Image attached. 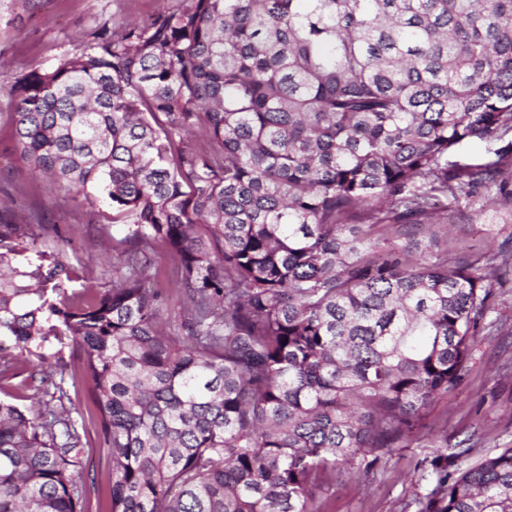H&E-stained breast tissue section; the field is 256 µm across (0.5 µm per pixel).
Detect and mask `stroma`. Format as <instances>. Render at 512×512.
Here are the masks:
<instances>
[{"mask_svg": "<svg viewBox=\"0 0 512 512\" xmlns=\"http://www.w3.org/2000/svg\"><path fill=\"white\" fill-rule=\"evenodd\" d=\"M180 0H0V81L22 71L46 68L80 54L104 24L141 23L179 5ZM14 103L0 89V196L10 195L18 221L43 225L39 240L55 248L58 232L71 243L68 261L85 277L111 287L113 262L126 245L110 222L100 218L103 203L88 206L84 191L66 192L33 179L15 149ZM494 259L501 280L492 287V309L472 346L458 385L432 403L423 434L387 453L359 451L339 465L319 512H421L437 474L435 458L460 442L491 455L512 448V208L490 199L482 213L465 212L448 232V254ZM80 454L92 512L108 496L106 459L95 434Z\"/></svg>", "mask_w": 512, "mask_h": 512, "instance_id": "1", "label": "stroma"}]
</instances>
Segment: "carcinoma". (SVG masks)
<instances>
[{"mask_svg": "<svg viewBox=\"0 0 512 512\" xmlns=\"http://www.w3.org/2000/svg\"><path fill=\"white\" fill-rule=\"evenodd\" d=\"M93 37L5 83L32 175L96 188L129 249L96 287L0 204V384L41 368L29 407L0 399V512H90L69 394L43 398L53 346L105 512H317L336 464L425 428L491 310L499 267L422 230L512 205V0H188ZM477 453L433 462L421 512H512V448ZM156 268L158 269V276L153 277V287L161 288L167 297V302L162 310V315L166 321H174L180 318V300L179 294L174 288L175 267L176 264L170 257L167 256L163 247H157ZM69 354L70 353L67 348L62 351L64 360L69 364L68 370L63 376V386L70 395L72 404L68 403L67 400L64 402L65 405L71 409L72 416L74 418L79 420V417L74 411V408L81 412L85 418L89 445L83 449L79 456L81 458V464L84 469L86 488L90 499V507L91 510L95 512L103 509V506L110 493L109 486L105 481L106 459L99 448L100 440L95 435L94 428L90 425L89 416L86 409L87 406L91 408L90 403L87 401L85 394L82 393L78 385H76V387L72 386L70 368L73 366L74 360L70 359ZM91 478H94V483H92Z\"/></svg>", "mask_w": 512, "mask_h": 512, "instance_id": "cac0c4a2", "label": "carcinoma"}]
</instances>
